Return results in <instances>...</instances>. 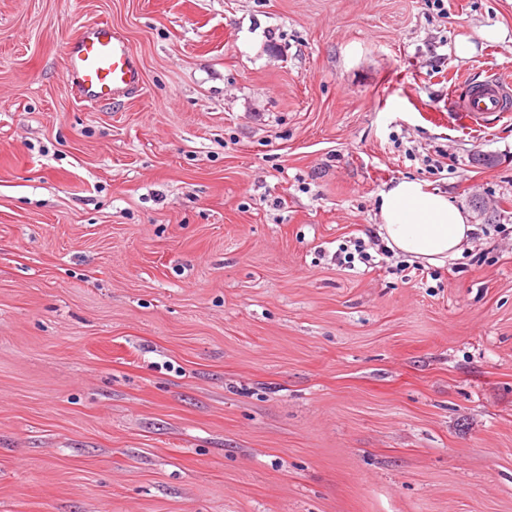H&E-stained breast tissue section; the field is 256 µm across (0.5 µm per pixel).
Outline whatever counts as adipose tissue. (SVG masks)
Listing matches in <instances>:
<instances>
[{
	"label": "adipose tissue",
	"mask_w": 512,
	"mask_h": 512,
	"mask_svg": "<svg viewBox=\"0 0 512 512\" xmlns=\"http://www.w3.org/2000/svg\"><path fill=\"white\" fill-rule=\"evenodd\" d=\"M379 235L388 248L431 264L459 258L474 225L447 196L404 179L381 194Z\"/></svg>",
	"instance_id": "1"
}]
</instances>
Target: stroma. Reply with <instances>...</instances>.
Instances as JSON below:
<instances>
[{
    "label": "stroma",
    "instance_id": "1",
    "mask_svg": "<svg viewBox=\"0 0 512 512\" xmlns=\"http://www.w3.org/2000/svg\"><path fill=\"white\" fill-rule=\"evenodd\" d=\"M461 73L512 0H0V512H512V116ZM405 178L462 258L340 264ZM66 81L87 101L102 102L131 94L140 85L138 61L127 40L107 22L87 26L65 42ZM481 87L463 98L458 96L457 107L472 127L484 126L486 115L497 113L501 117L510 116L511 108L505 107V100L512 97L511 80L487 76Z\"/></svg>",
    "mask_w": 512,
    "mask_h": 512
}]
</instances>
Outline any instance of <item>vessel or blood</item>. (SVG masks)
I'll return each mask as SVG.
<instances>
[{
    "label": "vessel or blood",
    "mask_w": 512,
    "mask_h": 512,
    "mask_svg": "<svg viewBox=\"0 0 512 512\" xmlns=\"http://www.w3.org/2000/svg\"><path fill=\"white\" fill-rule=\"evenodd\" d=\"M61 51L66 62V81L86 100L107 101L131 94L140 85L138 61L127 40L108 23L87 26L75 41ZM512 97V82L489 76L481 87L458 99L457 106L470 126L484 125L487 115L512 114L505 101Z\"/></svg>",
    "instance_id": "1"
}]
</instances>
